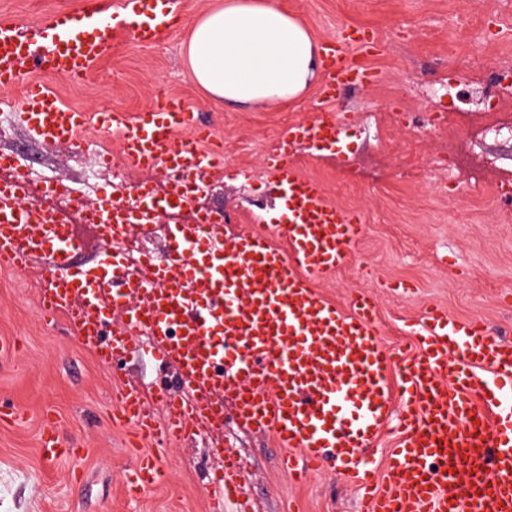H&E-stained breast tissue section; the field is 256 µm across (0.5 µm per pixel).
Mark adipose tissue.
Listing matches in <instances>:
<instances>
[{
  "label": "adipose tissue",
  "mask_w": 512,
  "mask_h": 512,
  "mask_svg": "<svg viewBox=\"0 0 512 512\" xmlns=\"http://www.w3.org/2000/svg\"><path fill=\"white\" fill-rule=\"evenodd\" d=\"M186 56L212 97L252 106L299 97L322 66L308 30L274 0H225L194 23Z\"/></svg>",
  "instance_id": "adipose-tissue-1"
}]
</instances>
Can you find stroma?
<instances>
[{"mask_svg": "<svg viewBox=\"0 0 512 512\" xmlns=\"http://www.w3.org/2000/svg\"><path fill=\"white\" fill-rule=\"evenodd\" d=\"M80 0H0V22L36 26L78 8ZM224 0H178L187 23L144 44L125 32L110 41L91 74L69 81L23 69L13 86L0 87V154L16 175L42 170L83 187L100 167L98 154L117 150L116 138L87 128L60 144L32 130L21 106L29 82L38 81L61 102L91 115H135L163 97L182 100L212 125L224 167L206 176L211 186L194 210L177 208V222L193 223L206 208L227 224L284 223L282 192L266 168L267 153L290 123L314 113L316 86L296 100L263 106L227 105L193 79L184 48L190 24ZM305 25L315 42L347 27L379 40L370 62L379 83L341 95L334 107L351 113L329 149L296 152L302 173L322 184L328 199L356 211L363 224L354 258L320 282L340 308L360 294L379 310L382 343L411 346L403 321L438 305L450 317L480 320L512 341V208L497 195L512 186V141L487 136L478 103L496 72L512 70V0H278ZM447 117L442 132L428 119ZM416 117L405 127L400 114ZM457 164L443 178V156ZM41 284L31 274L0 270V403L23 410L20 422H0V512H209L202 469L207 450L224 446L242 462V482L253 512H362L361 491L333 467L304 482L278 465L272 436L240 428L232 412L224 429L195 441L157 438L143 444L135 430L111 423L122 382L152 388L171 381L174 367L150 351L115 364L98 361L64 320L41 314ZM52 412L61 438L81 458L43 456L41 413ZM156 456L164 479L138 496L125 488L132 460Z\"/></svg>", "mask_w": 512, "mask_h": 512, "instance_id": "obj_1", "label": "stroma"}]
</instances>
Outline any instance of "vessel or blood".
Here are the masks:
<instances>
[{"instance_id":"1","label":"vessel or blood","mask_w":512,"mask_h":512,"mask_svg":"<svg viewBox=\"0 0 512 512\" xmlns=\"http://www.w3.org/2000/svg\"><path fill=\"white\" fill-rule=\"evenodd\" d=\"M152 42L183 23V15L158 0H83L77 10L24 29L0 22V86L14 85L24 67L72 80L89 74L107 46L101 21ZM373 33L351 29L322 43L324 77L317 91L335 102L350 88L377 83L368 59ZM31 127L56 143L71 141L86 125L84 113L61 104L43 85H28L22 99ZM343 116L328 110L289 125L272 146L268 164L281 187L287 221L234 236L221 216L207 214L174 229L166 259L146 257L136 268L113 254L107 272L75 271L80 242L52 209H32L20 183L0 186V267L32 270L44 281V315L65 316L82 343L113 364L150 345L177 370L180 394L124 383L114 422L133 425L141 439L184 441L222 428L224 404L237 423L272 435L287 456L289 479L336 463L346 480L372 485L367 459L394 412L399 423L381 491L370 512H512V343L478 321L462 322L441 309L405 323L418 351L394 356L381 343L377 309L359 295L351 311L324 298L316 283L353 256L364 226L352 210L329 202L322 186L305 177L298 145L331 146ZM101 132L118 136L120 158L131 169L165 168L199 175L224 166V153L203 148L198 114L179 101L127 119L101 115ZM286 248H278L276 239ZM121 323H112L110 312ZM401 375L393 390L392 371ZM40 446L52 458L72 455L53 419ZM206 486L216 512L225 501L251 512L241 484V464L228 450ZM163 476L159 462L143 457L127 487L138 493Z\"/></svg>"}]
</instances>
